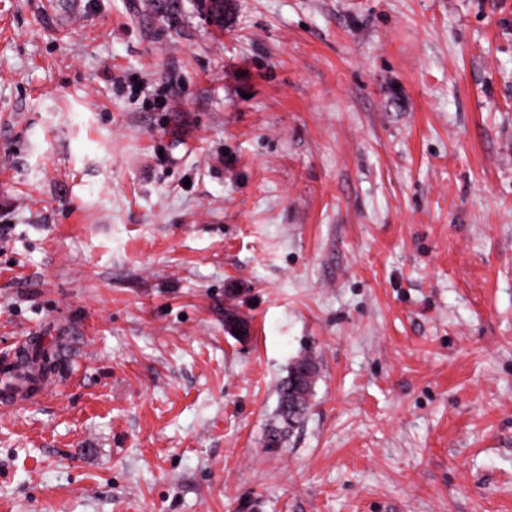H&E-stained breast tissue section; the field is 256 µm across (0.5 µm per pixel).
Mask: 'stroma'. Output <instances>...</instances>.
<instances>
[{"mask_svg": "<svg viewBox=\"0 0 512 512\" xmlns=\"http://www.w3.org/2000/svg\"><path fill=\"white\" fill-rule=\"evenodd\" d=\"M24 336L0 512H512V0H0ZM303 367L310 371L302 374ZM318 373L319 362L313 354L300 356L292 363L287 376L278 385L279 403L276 422L267 435L269 445L282 447L287 432L306 418Z\"/></svg>", "mask_w": 512, "mask_h": 512, "instance_id": "35a3bbf8", "label": "stroma"}]
</instances>
